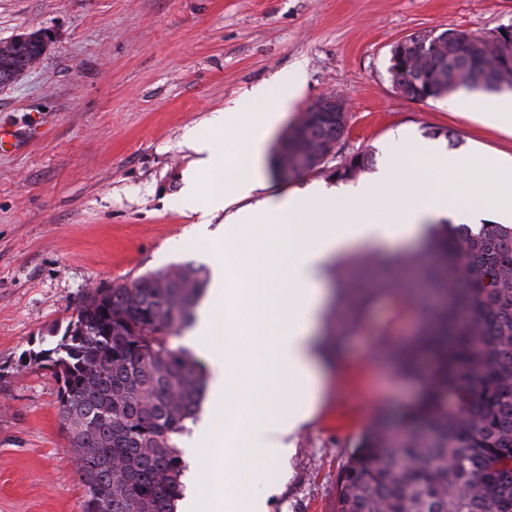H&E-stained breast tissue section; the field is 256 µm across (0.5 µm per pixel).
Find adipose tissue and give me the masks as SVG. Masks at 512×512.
<instances>
[{"label": "adipose tissue", "instance_id": "ef3b65f1", "mask_svg": "<svg viewBox=\"0 0 512 512\" xmlns=\"http://www.w3.org/2000/svg\"><path fill=\"white\" fill-rule=\"evenodd\" d=\"M302 83L295 69L254 89L258 127L246 128L240 109L230 106L208 120L216 137L186 141L208 181L188 180L184 207L224 215V238L213 247L209 306L189 339L224 363L210 391L212 421L195 435L197 512H267V491L294 453L292 436L311 419L326 383L330 348L317 330L327 292L318 283L334 257L363 240L417 230L427 214L512 222V182L486 183L480 159L407 139L398 140L386 164L352 192L293 193L231 211L234 201L262 187L267 140ZM276 379L284 387L274 398L269 386ZM217 464L225 484L242 491L214 503L206 486Z\"/></svg>", "mask_w": 512, "mask_h": 512}]
</instances>
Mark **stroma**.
I'll return each mask as SVG.
<instances>
[{"mask_svg": "<svg viewBox=\"0 0 512 512\" xmlns=\"http://www.w3.org/2000/svg\"><path fill=\"white\" fill-rule=\"evenodd\" d=\"M511 23L512 0H0V40L52 35L40 65L0 87V126L21 139L0 153V512H81L60 384L24 354L50 347L88 290L212 262L219 219L201 225L179 199L196 160L187 134L206 133L211 112L299 67L302 89L268 153L330 94L348 114L338 158L369 152L379 165L405 138L511 159L512 132L480 115L485 93L412 100L389 73L390 49L408 35ZM338 158L267 177L262 194L331 184ZM389 316L375 305L342 336L268 512H337L339 476L364 429L419 399L378 341Z\"/></svg>", "mask_w": 512, "mask_h": 512, "instance_id": "stroma-1", "label": "stroma"}]
</instances>
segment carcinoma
<instances>
[{"label": "carcinoma", "mask_w": 512, "mask_h": 512, "mask_svg": "<svg viewBox=\"0 0 512 512\" xmlns=\"http://www.w3.org/2000/svg\"><path fill=\"white\" fill-rule=\"evenodd\" d=\"M457 34L441 45L412 36L409 74L430 98L512 85V37ZM7 45L0 40V87L23 74ZM346 124L345 112L334 129L304 113L283 141L288 174L321 169ZM354 158L336 179L373 165L370 152ZM366 263L383 272L368 286L353 277L357 260L336 264V316L354 329L384 302L391 316L379 336L388 342L397 323L419 314L416 336L392 350L423 392L407 417L419 434L393 448L386 425L373 422L341 472L338 512H512V226L433 225L424 250L378 252ZM206 286V267L189 261L96 288L55 346L30 355L52 362L61 424L70 447L84 450L82 512H177L187 465L175 436L200 411L206 376L174 339L194 323ZM114 487L115 509L98 496Z\"/></svg>", "instance_id": "cac0c4a2"}]
</instances>
